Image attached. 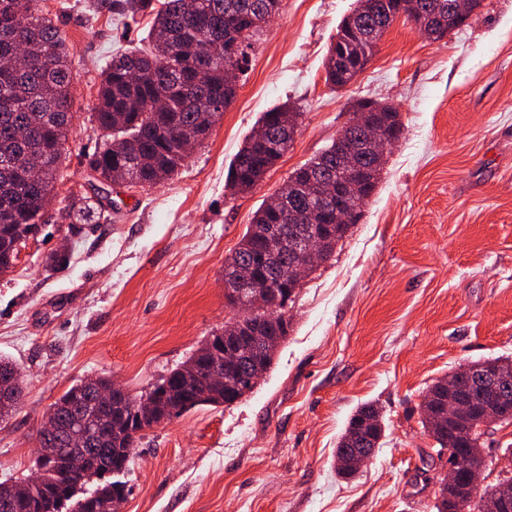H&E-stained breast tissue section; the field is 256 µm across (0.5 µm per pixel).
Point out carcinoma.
<instances>
[{
	"mask_svg": "<svg viewBox=\"0 0 512 512\" xmlns=\"http://www.w3.org/2000/svg\"><path fill=\"white\" fill-rule=\"evenodd\" d=\"M369 12L354 9L340 23L325 63V82L334 88L352 83L356 71L352 55L359 49L377 45L378 37L394 21L391 0H374ZM414 9L426 15L453 14L456 0H412ZM134 18L150 11L149 48L112 57L98 92L92 120L102 141L88 156L95 179L110 183L125 177L139 186L166 179L189 157L183 143L194 140L198 146L207 139L213 126L234 101L238 84L227 72L228 64L243 69L246 62L247 34H256L260 25L275 16L282 0H101ZM24 46L29 49V66L19 73L0 67V275L9 271L19 254L18 246L35 238L44 225L41 203L55 189L57 173L65 151L67 136L75 119L68 50L65 39L44 14L40 0H0V56ZM163 95L165 106L155 109L151 102ZM300 113L287 107L262 113L258 126L266 133L261 142L248 137L235 155L228 173L231 188L238 192L253 189L286 153L288 129L298 125ZM23 166L39 171V179L27 181ZM336 173V153L325 151L298 168L283 187L284 213H301L318 200L300 190L310 177ZM102 202H91L83 195H72L65 217L89 220ZM277 224L276 236H263L257 229ZM349 224L321 225L326 258L350 230ZM304 231L300 223L279 219L267 206L260 207L237 248L225 259L224 267L251 265L266 277L265 264L271 260L286 267L293 260L289 251L292 239ZM246 336L257 333L269 345L258 360L270 367L274 355L286 339L290 321L281 312L272 316L258 307L239 320ZM211 339H206L189 358L154 386L155 394L181 403L182 412L209 404L230 405L251 391L245 383L234 393L224 392V383L215 378L202 384L201 372ZM512 358H487L473 362L479 372L497 377V391L477 395L469 423H439L436 414L441 401H423L420 423L434 439L426 455L443 460L445 448L482 447L479 407L502 393L512 398V373L497 374ZM15 403L0 402V421L17 410L23 388L16 382L10 388ZM137 397L124 393L116 403L102 410L92 403L86 381L71 386L51 406L55 431L39 434L37 469L40 481L0 483V512H89L88 495L77 496L88 481H99L93 490L99 502L113 505L119 512L123 502L111 480L112 466L130 462L139 432L159 423L156 416L131 412L129 403ZM383 417L372 404L359 407L350 418L336 446V471L345 478L352 471L343 467L355 453L377 448L384 436ZM83 458V473L72 475V463ZM490 495L486 488L476 498L466 497L457 512H492V504L481 503Z\"/></svg>",
	"mask_w": 512,
	"mask_h": 512,
	"instance_id": "carcinoma-1",
	"label": "carcinoma"
}]
</instances>
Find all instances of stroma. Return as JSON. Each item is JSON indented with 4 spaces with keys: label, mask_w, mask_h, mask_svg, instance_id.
<instances>
[{
    "label": "stroma",
    "mask_w": 512,
    "mask_h": 512,
    "mask_svg": "<svg viewBox=\"0 0 512 512\" xmlns=\"http://www.w3.org/2000/svg\"><path fill=\"white\" fill-rule=\"evenodd\" d=\"M84 2L41 0L69 48L75 119L45 229L0 275V356L24 382L0 422V482L32 473L49 407L73 384L105 375L144 394L239 316L224 298L225 258L366 97L395 106L404 131L362 220L289 303L293 329L251 393L142 432L121 512H434L447 464L426 456L422 399L469 362L512 356V0H485L439 42L396 19L342 89L326 84L324 61L354 0H282L208 139L173 178L136 188L93 182L86 157L101 142L100 73L150 18L128 26ZM286 103L300 114L288 151L233 193L236 152L262 112ZM74 191L102 199L106 217L62 221ZM62 249L68 266H47ZM365 403L381 409L385 435L345 480L336 445Z\"/></svg>",
    "instance_id": "obj_1"
}]
</instances>
